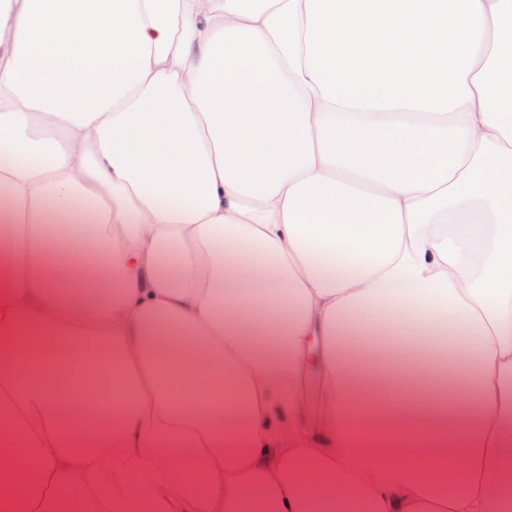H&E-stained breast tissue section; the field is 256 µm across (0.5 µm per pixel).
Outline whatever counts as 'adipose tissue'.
Instances as JSON below:
<instances>
[{
    "label": "adipose tissue",
    "mask_w": 512,
    "mask_h": 512,
    "mask_svg": "<svg viewBox=\"0 0 512 512\" xmlns=\"http://www.w3.org/2000/svg\"><path fill=\"white\" fill-rule=\"evenodd\" d=\"M138 503L512 504V0H0V512Z\"/></svg>",
    "instance_id": "ef3b65f1"
}]
</instances>
